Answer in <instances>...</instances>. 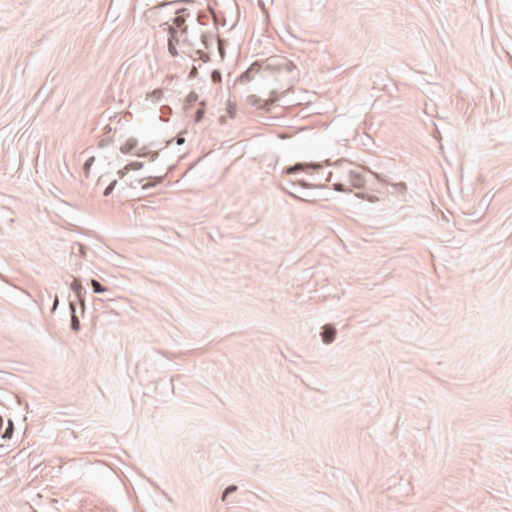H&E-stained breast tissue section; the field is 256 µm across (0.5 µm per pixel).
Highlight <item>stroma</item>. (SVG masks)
Segmentation results:
<instances>
[{"instance_id": "stroma-1", "label": "stroma", "mask_w": 512, "mask_h": 512, "mask_svg": "<svg viewBox=\"0 0 512 512\" xmlns=\"http://www.w3.org/2000/svg\"><path fill=\"white\" fill-rule=\"evenodd\" d=\"M0 415V512H512V0H0ZM291 79H296V76H287L286 74L275 70L258 72L252 80L248 96L255 102L267 99L275 89L285 81ZM136 102L118 142L119 151L132 158L158 151L174 134L182 115L188 112L184 100L171 99L169 104H159L153 99L139 98Z\"/></svg>"}]
</instances>
